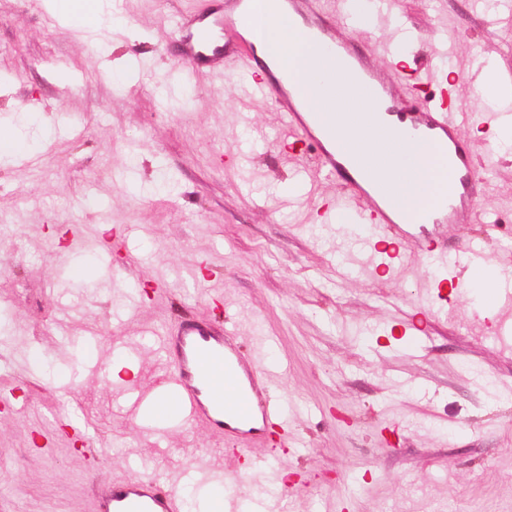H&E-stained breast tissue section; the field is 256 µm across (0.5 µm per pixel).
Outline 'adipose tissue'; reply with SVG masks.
<instances>
[{
    "instance_id": "1",
    "label": "adipose tissue",
    "mask_w": 512,
    "mask_h": 512,
    "mask_svg": "<svg viewBox=\"0 0 512 512\" xmlns=\"http://www.w3.org/2000/svg\"><path fill=\"white\" fill-rule=\"evenodd\" d=\"M49 7L63 22L87 31L97 30L108 20L106 0H50ZM276 11L277 0H253L252 34L269 59L287 58L291 80L298 86L307 109L314 112L323 125L334 128L338 138H354V131L328 106L322 92L323 84L338 74L341 62L325 58L321 73L313 74L309 65L313 52L304 29L296 23L277 20ZM39 124L36 114L22 112L16 120L1 127L0 160L15 161L31 153L34 145L29 129ZM393 170L405 176L408 182L402 204L412 217H421L430 205L448 193V160L428 141L407 140Z\"/></svg>"
}]
</instances>
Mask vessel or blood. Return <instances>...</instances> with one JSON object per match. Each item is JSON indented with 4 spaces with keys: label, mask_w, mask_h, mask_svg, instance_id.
<instances>
[{
    "label": "vessel or blood",
    "mask_w": 512,
    "mask_h": 512,
    "mask_svg": "<svg viewBox=\"0 0 512 512\" xmlns=\"http://www.w3.org/2000/svg\"><path fill=\"white\" fill-rule=\"evenodd\" d=\"M284 2L289 19L302 21L316 50L344 60V76L328 81L323 90L344 120L362 130L363 137L349 150L338 149L333 132L319 126L292 91L286 65L245 81L242 90L248 97L270 99L285 113L289 133L282 144L286 152L305 148L315 155L325 176L345 187L342 200L322 207V220L343 213L352 223L368 225L375 237L398 240V248L389 254V267L395 272L413 263L426 268L483 270L487 255L471 241L451 250L432 248L419 254L413 244L412 222L401 203L404 179L379 176L393 165L398 151L386 139L387 129L438 143L448 155L453 182L447 198L426 216V223L440 227L466 224L476 216L483 182L463 135L467 120L457 108V81L439 84L431 94L408 102L401 82L384 77L374 57L346 39L336 21L318 9L316 0ZM251 16V0H219L207 10L178 17L174 36L190 75L246 71L258 62L260 47L249 34ZM156 339L165 360L152 396H144L133 383L123 387L134 409L148 402L158 418L204 426L224 438L233 457L241 454L238 441L247 438L274 450L287 443V422L265 384L264 368L244 353L227 328L181 317L171 331L157 334ZM93 503V512H185L178 491L151 472L97 483Z\"/></svg>",
    "instance_id": "1"
}]
</instances>
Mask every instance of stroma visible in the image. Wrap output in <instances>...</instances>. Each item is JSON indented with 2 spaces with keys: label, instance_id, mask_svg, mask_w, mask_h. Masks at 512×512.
Returning a JSON list of instances; mask_svg holds the SVG:
<instances>
[{
  "label": "stroma",
  "instance_id": "1",
  "mask_svg": "<svg viewBox=\"0 0 512 512\" xmlns=\"http://www.w3.org/2000/svg\"><path fill=\"white\" fill-rule=\"evenodd\" d=\"M211 0H120L119 24L90 32L62 23L45 0H0V115L43 114L35 154L0 163V512H92L95 482L142 462L178 491L195 492L196 458L224 469V492L196 501L217 512H512V347L482 329L488 301L448 288V271L394 278L353 272L370 246L351 224L323 223L340 183L307 175L300 203L271 208L296 165L278 140L270 100L246 97L242 73L181 76L175 19ZM419 33L391 52L392 20L344 26L384 72L421 96L419 78L461 77L460 109L490 115L476 90L482 61L512 81V0H395ZM465 134L485 188L481 211L512 220V157L494 130ZM247 154V171L233 159ZM449 242L482 243L512 288V229L449 228ZM111 241L124 268L73 280L79 240ZM140 296L131 307L127 292ZM431 299L439 314L419 313ZM232 319L242 345L274 337L262 357L290 438L278 459L248 442L254 487L241 488L224 442L200 427L132 418L105 373L115 339L129 345L150 389L160 363L148 340L180 309ZM422 326L420 337L407 333ZM39 349L41 364L28 352ZM73 381L64 395L55 386ZM90 425L81 443L59 416ZM49 440L51 452L39 444Z\"/></svg>",
  "mask_w": 512,
  "mask_h": 512
}]
</instances>
